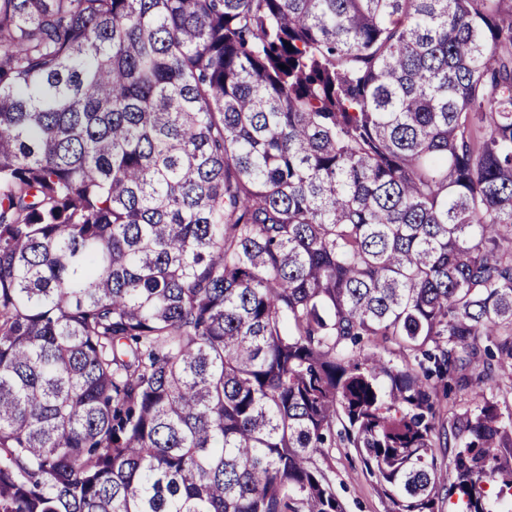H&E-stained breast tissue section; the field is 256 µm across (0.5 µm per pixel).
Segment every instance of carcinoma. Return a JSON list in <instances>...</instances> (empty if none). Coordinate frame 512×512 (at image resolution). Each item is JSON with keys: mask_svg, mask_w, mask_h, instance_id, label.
<instances>
[{"mask_svg": "<svg viewBox=\"0 0 512 512\" xmlns=\"http://www.w3.org/2000/svg\"><path fill=\"white\" fill-rule=\"evenodd\" d=\"M493 360L512 0H0V512H489ZM472 402L473 394L470 390L451 393L447 398L440 395L436 422L439 426L444 422L445 427H448V421L453 418V415L464 413L467 408L471 407ZM326 450L327 457L321 464L330 476L345 512H386V503L355 449L337 440L336 448Z\"/></svg>", "mask_w": 512, "mask_h": 512, "instance_id": "carcinoma-1", "label": "carcinoma"}]
</instances>
